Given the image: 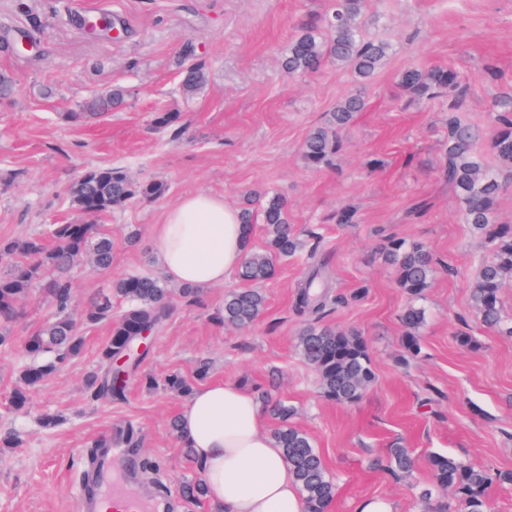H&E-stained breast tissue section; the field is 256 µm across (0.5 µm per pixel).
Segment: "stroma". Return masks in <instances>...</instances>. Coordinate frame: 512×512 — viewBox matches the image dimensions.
<instances>
[{
  "instance_id": "35a3bbf8",
  "label": "stroma",
  "mask_w": 512,
  "mask_h": 512,
  "mask_svg": "<svg viewBox=\"0 0 512 512\" xmlns=\"http://www.w3.org/2000/svg\"><path fill=\"white\" fill-rule=\"evenodd\" d=\"M327 6L328 0H0V72L14 80L11 96L0 100V241L42 235L54 223H86L68 200L85 171L111 166L137 182H163V197L99 217L112 237V265L73 268L77 314L113 280L156 272L154 228L182 196L212 192L236 206L249 190L280 194L294 224L319 226L336 292L362 289L360 299L332 309L323 323L360 331L376 374L355 405L321 396L296 348L304 319L292 302L303 267L291 259L262 285L266 308L251 329H227L215 319L225 294L240 286L236 276L203 288L196 303L177 304L119 402L89 400L85 387L110 324L79 325L81 353L16 410L10 396L28 360L24 339L52 315L42 285L32 286L11 327V345L0 347V432L21 437L18 447H0V512H78L88 444L127 422L143 435L137 492L151 497L158 482L167 489L166 512H215L209 499L181 494L199 475L169 432L184 397L144 384L148 375L195 380L203 360L208 381L238 383L257 397L268 391L295 408V424L336 482L331 512H352L356 502L375 497L392 500L397 512H424V488L432 505L452 500L433 484L427 459L434 453L512 471V336L485 327L471 305L486 248L463 223L443 175L448 99L413 101L397 84L414 63L458 71L468 80L463 114L490 135L491 104L512 88V0H371L364 30L385 39L390 51L365 89L349 70L330 65L297 77L281 70L289 39ZM33 13L42 18L35 30L28 26ZM98 15L111 18L121 37L91 35L78 23ZM199 59L208 81L188 97L179 74ZM115 85L126 91L121 108L78 118L85 102ZM361 90L367 107L343 132L335 166L307 167L300 152L308 132L341 97ZM160 112L178 114L180 137L156 127ZM373 160L380 163L374 171ZM416 201L427 209L412 218ZM343 206L356 210L358 223L335 222ZM385 234L426 243L439 262L419 301L426 321L421 352L412 359L399 318L407 297L377 250ZM460 330L475 336L478 348L460 347ZM47 415L57 417L56 427L42 428ZM396 442L415 460L399 479L370 467Z\"/></svg>"
}]
</instances>
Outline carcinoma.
Listing matches in <instances>:
<instances>
[{
    "label": "carcinoma",
    "instance_id": "carcinoma-1",
    "mask_svg": "<svg viewBox=\"0 0 512 512\" xmlns=\"http://www.w3.org/2000/svg\"><path fill=\"white\" fill-rule=\"evenodd\" d=\"M370 0H331L328 10L316 26L300 27L286 48L282 66L296 74L314 73L323 65L351 69L361 87H366L388 56L390 46L380 39H370L362 32V20ZM206 64L199 60L181 72L182 92L192 97L206 85ZM400 85L410 97L431 99L453 94L448 100V149L446 178L448 186L462 204V221L483 237L487 255L482 260L471 294V302L480 321L500 333L512 335V323L502 316L499 291L512 280V224L496 221V203L504 190L503 171L512 173V90L501 93L492 104L496 125L487 143L480 132L458 116L460 97L466 79L451 68L410 67L400 74ZM126 93L114 87L86 105L89 112H110L122 107ZM365 97L358 93L338 101L325 123L307 135L302 151L306 165L322 168L331 164L342 149L338 130L348 125L355 113L364 109ZM489 150L498 166L484 162ZM166 192L160 181L135 182L119 168L102 167L86 171L69 190L72 206L89 221L85 224H54L52 243L40 237L0 241V261H10V269L0 274V346L11 342L10 327L22 311L20 300L35 282L46 281V292L53 316L25 339L30 362L20 372L12 391L11 405L24 408L31 391L43 380L66 365L83 348V337L76 331L71 315L73 298L70 269L88 259L97 268L112 265V236L98 230L93 220L99 215L127 206L137 199H158ZM244 231V254L237 271L243 287L224 298L216 319L239 329L254 325L262 316L265 299L257 285L272 280L282 259L306 254L307 271L298 285L294 310L311 317L299 332L297 349L303 361L316 373L322 397L336 404L358 403L375 381V372L367 342L357 330L339 331L320 324L330 305L343 301L332 294L333 283L328 257L319 253V234H303L292 224L287 200L278 194L246 196L240 209ZM261 223L264 245L253 244L254 226ZM381 256L395 275V285L408 295L401 321L405 348L416 356L420 352L419 329L424 311L415 305L430 287L436 262L429 248L418 241L390 236L381 246ZM199 289L183 284L178 289L167 286L163 277L152 273H132L112 281V287L99 291L81 312V321L96 325L112 324V335L101 349L99 368L88 376V397L120 400L125 396L126 371L137 369L143 356L135 351L134 338L145 330L157 331L167 319L174 301L191 302ZM124 302V309L112 314L113 301ZM170 391L187 395L191 384L182 376L164 379ZM278 420L274 442L283 449L295 475L304 504V512H330L336 499V483L325 467L310 437L297 428L291 418L294 409L286 402L269 400ZM117 443L135 450L141 447L140 431L129 422L111 432L108 439L92 442L93 448H107ZM414 459L409 450L391 448L383 471L397 478L410 471ZM434 484L454 492L453 503L439 512H491L488 490L495 484H511L512 472L475 468L443 454L428 457Z\"/></svg>",
    "mask_w": 512,
    "mask_h": 512
}]
</instances>
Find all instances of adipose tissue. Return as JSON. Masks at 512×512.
Segmentation results:
<instances>
[{"instance_id":"obj_1","label":"adipose tissue","mask_w":512,"mask_h":512,"mask_svg":"<svg viewBox=\"0 0 512 512\" xmlns=\"http://www.w3.org/2000/svg\"><path fill=\"white\" fill-rule=\"evenodd\" d=\"M153 254L172 282L222 284L243 255L237 209L217 194L183 197L156 225ZM179 417L208 497L220 512H303L295 476L265 433L261 407L251 393L215 381L195 388Z\"/></svg>"}]
</instances>
